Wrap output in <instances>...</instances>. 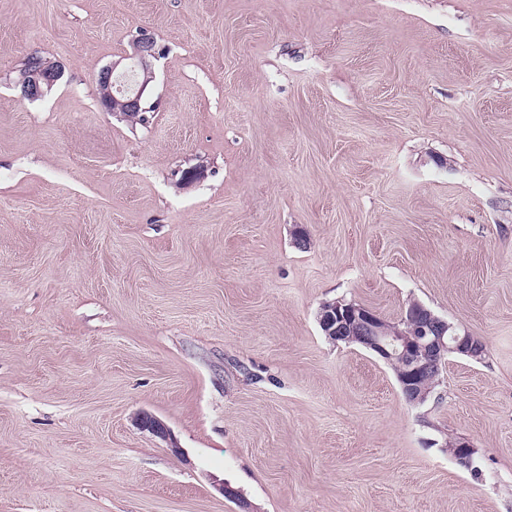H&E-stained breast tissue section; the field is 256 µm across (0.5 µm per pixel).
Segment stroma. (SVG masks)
<instances>
[{
	"mask_svg": "<svg viewBox=\"0 0 512 512\" xmlns=\"http://www.w3.org/2000/svg\"><path fill=\"white\" fill-rule=\"evenodd\" d=\"M338 299L484 355L409 403ZM0 512H512V0H0ZM132 59L128 65L122 66V60L112 62L100 69L97 75L100 101L107 112L119 114L121 117L148 112L145 107V93L154 81L152 60L159 52L153 35L146 28H140L132 41ZM30 58L35 61L34 67L21 76L17 87L22 98L37 101L44 98L62 79L64 71L61 64L41 56L31 55Z\"/></svg>",
	"mask_w": 512,
	"mask_h": 512,
	"instance_id": "35a3bbf8",
	"label": "stroma"
}]
</instances>
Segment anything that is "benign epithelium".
Segmentation results:
<instances>
[{"label": "benign epithelium", "instance_id": "benign-epithelium-1", "mask_svg": "<svg viewBox=\"0 0 512 512\" xmlns=\"http://www.w3.org/2000/svg\"><path fill=\"white\" fill-rule=\"evenodd\" d=\"M132 49L130 64L124 66L118 60L102 67L97 75L102 107L124 118L148 111L145 93L154 81L152 60L159 55L153 35L146 28L139 29ZM31 59L34 67L21 76L17 87L22 98L37 101L62 79L64 71L61 64L38 55ZM318 319L326 336L336 341H355L399 367L397 380L405 399L412 403L426 399L427 391L417 382L430 377L446 356L473 357L479 345L477 337L459 331L421 304L401 320L390 323L366 307L341 299L323 305ZM448 453L460 466L472 468L475 450L467 440L448 442Z\"/></svg>", "mask_w": 512, "mask_h": 512}]
</instances>
